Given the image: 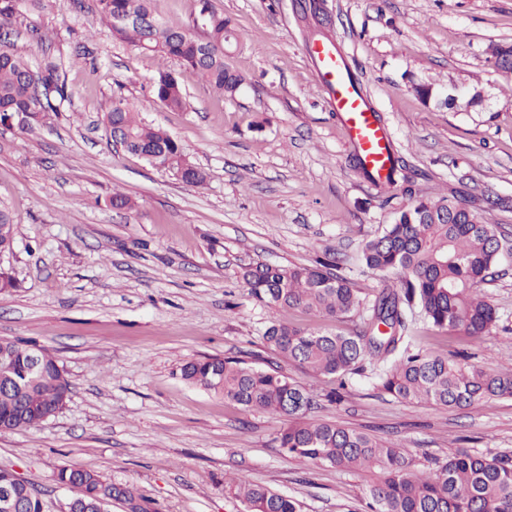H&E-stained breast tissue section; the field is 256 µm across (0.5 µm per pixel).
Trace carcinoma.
<instances>
[{"instance_id": "1", "label": "carcinoma", "mask_w": 512, "mask_h": 512, "mask_svg": "<svg viewBox=\"0 0 512 512\" xmlns=\"http://www.w3.org/2000/svg\"><path fill=\"white\" fill-rule=\"evenodd\" d=\"M103 20L118 40L182 62L209 86L233 96L244 78L227 62L226 48L235 38L230 21L212 0H198L197 18L204 25L199 38L161 21L146 29L139 20L154 14L153 0H96ZM20 0H0V29L17 21ZM28 60L0 38V126L22 114L20 130L43 125L57 112L52 100L68 97L59 66L45 61L31 80ZM442 87L418 83L413 91L425 102L441 103ZM157 101L182 110L186 93L181 81L162 71L153 83ZM109 135L121 138L127 152L192 185L206 181L205 172L186 158L182 144L164 129L146 123L135 107L115 98L104 116ZM392 189L378 193L385 203L400 194L410 203L395 212L381 235L363 243L365 266L394 271L400 290L382 289L372 299L359 294L327 257L315 267L257 264L242 268L249 295L270 309H304L343 318L362 316L347 333L311 331L271 320L264 332L267 347L315 378L336 383L325 394L333 402L352 375L371 372L376 387L409 403L463 408L478 402L512 398V365L505 371L465 366L446 355L415 348L409 313L416 310L439 330L472 339L490 335L498 322L496 309L477 284L505 257L499 239L473 200L455 195L417 196L409 161L392 151ZM15 224L0 209V253L12 250ZM181 378L247 409L288 418L278 436L279 447L301 462H316L343 471L373 468L367 487L369 512H512V458L486 457L458 451L429 474H420L396 443L342 427L334 421L308 422L305 415L319 395L311 388L270 368L243 359L209 356L186 362ZM71 391L57 357L47 348L0 338V431L37 426L61 411ZM57 480L78 490V507L108 512L114 500L129 512H149L132 488L112 484L94 471L64 466ZM7 487L22 503V512H45L37 493L15 480V471L0 468V488ZM235 495L245 512H299L297 501L257 484H237Z\"/></svg>"}]
</instances>
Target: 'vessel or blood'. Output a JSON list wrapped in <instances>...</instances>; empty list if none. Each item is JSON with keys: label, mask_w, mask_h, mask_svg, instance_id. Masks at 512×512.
<instances>
[{"label": "vessel or blood", "mask_w": 512, "mask_h": 512, "mask_svg": "<svg viewBox=\"0 0 512 512\" xmlns=\"http://www.w3.org/2000/svg\"><path fill=\"white\" fill-rule=\"evenodd\" d=\"M303 51L314 74L328 94V105L338 115L347 144L356 153L378 191L390 190L388 146L392 142L387 127L379 121L376 108L358 84L346 73L345 53L339 46L319 41L307 42Z\"/></svg>", "instance_id": "b4317fda"}]
</instances>
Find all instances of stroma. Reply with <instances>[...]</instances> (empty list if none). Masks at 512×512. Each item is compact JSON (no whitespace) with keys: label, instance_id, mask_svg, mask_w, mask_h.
<instances>
[{"label":"stroma","instance_id":"stroma-1","mask_svg":"<svg viewBox=\"0 0 512 512\" xmlns=\"http://www.w3.org/2000/svg\"><path fill=\"white\" fill-rule=\"evenodd\" d=\"M294 0H213L238 42L229 61L245 79L234 97L214 92L180 61L113 38L95 0H45L8 38L34 64L60 58L68 97L32 132L0 127V208L16 224L0 256L15 286L0 291V337L51 349L71 383L66 408L31 428L0 434V466L41 491L50 512L70 496L61 466L134 488L152 512H244L228 480L296 499L300 512H364L366 472L286 456L285 417L248 410L184 382L182 364L239 357L318 382L270 351V319L349 332L354 318L268 312L249 296L241 266L312 265L334 253L361 295L395 286L365 267L362 244L392 222L403 197L382 204L354 168L340 123L302 47L315 26ZM323 27L348 56L392 134L417 169L419 194L488 202L486 217L512 245V101L487 54L512 43V0H319ZM93 55L80 58L81 43ZM179 76L187 107L151 94L160 71ZM481 83L489 98L469 112L423 102L415 83ZM181 142L207 174L182 182L113 145L101 117L113 98ZM137 202L112 210L113 190ZM498 314L474 341L415 320L424 350L498 367L512 344V258L479 286ZM310 420H333L406 448L429 473L456 451L512 457V398L438 409L399 401L355 376L343 398Z\"/></svg>","mask_w":512,"mask_h":512}]
</instances>
